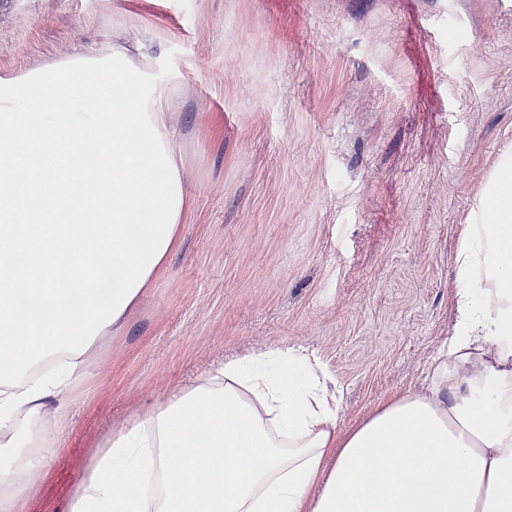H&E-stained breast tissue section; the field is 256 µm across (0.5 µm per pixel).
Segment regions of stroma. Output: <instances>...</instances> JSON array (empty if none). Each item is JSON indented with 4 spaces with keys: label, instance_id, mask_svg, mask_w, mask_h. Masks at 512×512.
<instances>
[{
    "label": "stroma",
    "instance_id": "stroma-1",
    "mask_svg": "<svg viewBox=\"0 0 512 512\" xmlns=\"http://www.w3.org/2000/svg\"><path fill=\"white\" fill-rule=\"evenodd\" d=\"M115 44L169 91L190 211L22 512H66L109 430L230 356L315 354L344 431L426 392L512 144V0H0V77Z\"/></svg>",
    "mask_w": 512,
    "mask_h": 512
}]
</instances>
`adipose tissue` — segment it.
Segmentation results:
<instances>
[{
  "mask_svg": "<svg viewBox=\"0 0 512 512\" xmlns=\"http://www.w3.org/2000/svg\"><path fill=\"white\" fill-rule=\"evenodd\" d=\"M167 94L117 46L0 78V512L176 243L190 194ZM455 281L429 392L343 432L318 357L229 359L114 431L66 512H512L511 149Z\"/></svg>",
  "mask_w": 512,
  "mask_h": 512,
  "instance_id": "1",
  "label": "adipose tissue"
}]
</instances>
